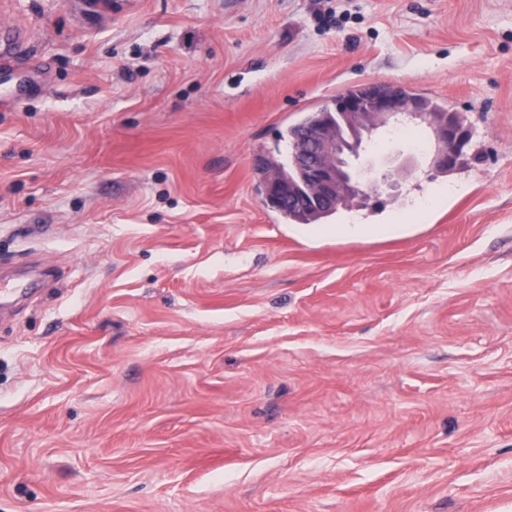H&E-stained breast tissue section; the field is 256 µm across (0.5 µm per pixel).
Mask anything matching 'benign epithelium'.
<instances>
[{"instance_id":"1","label":"benign epithelium","mask_w":512,"mask_h":512,"mask_svg":"<svg viewBox=\"0 0 512 512\" xmlns=\"http://www.w3.org/2000/svg\"><path fill=\"white\" fill-rule=\"evenodd\" d=\"M341 122L324 117L301 131L293 144L294 160L304 170L307 186L298 192L282 180L278 169L266 166L268 186L263 201L269 206L285 199L300 197L308 207L330 209L338 205L361 208L378 197L380 189H397L394 174L380 181L367 180L362 157L367 152L365 139L405 117L430 129L435 149L430 158L434 168L453 170L466 161V149L472 137L469 125L457 120L453 112H429L421 103L405 94L400 86L391 94L367 98L344 97L336 102Z\"/></svg>"}]
</instances>
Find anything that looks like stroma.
<instances>
[{"label":"stroma","instance_id":"obj_1","mask_svg":"<svg viewBox=\"0 0 512 512\" xmlns=\"http://www.w3.org/2000/svg\"><path fill=\"white\" fill-rule=\"evenodd\" d=\"M0 512H512V0H0ZM370 84L468 158L285 224L254 169ZM339 224H396L339 239Z\"/></svg>","mask_w":512,"mask_h":512}]
</instances>
